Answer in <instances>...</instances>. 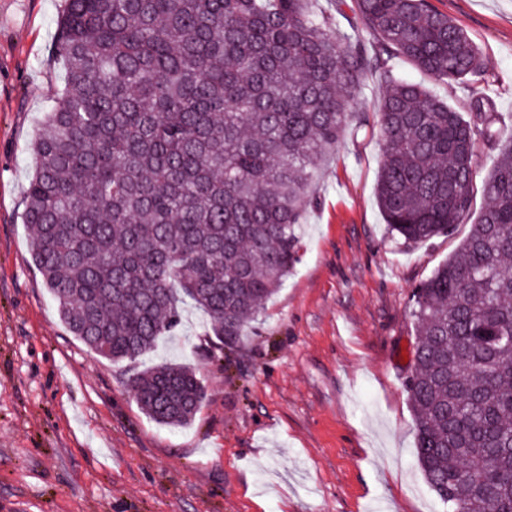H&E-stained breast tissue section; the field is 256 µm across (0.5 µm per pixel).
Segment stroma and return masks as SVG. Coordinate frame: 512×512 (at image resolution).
<instances>
[{"instance_id": "35a3bbf8", "label": "stroma", "mask_w": 512, "mask_h": 512, "mask_svg": "<svg viewBox=\"0 0 512 512\" xmlns=\"http://www.w3.org/2000/svg\"><path fill=\"white\" fill-rule=\"evenodd\" d=\"M479 48L480 92L512 136V0H430ZM64 0H0V512H446L421 475L406 392L413 289L470 230L399 244L375 184L378 73L357 136L310 186L298 261L239 342L185 307L176 336L133 363L72 336L31 257L32 144L66 81ZM175 360L205 392L184 426L143 413L129 377Z\"/></svg>"}]
</instances>
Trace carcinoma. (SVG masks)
Returning a JSON list of instances; mask_svg holds the SVG:
<instances>
[{
    "instance_id": "cac0c4a2",
    "label": "carcinoma",
    "mask_w": 512,
    "mask_h": 512,
    "mask_svg": "<svg viewBox=\"0 0 512 512\" xmlns=\"http://www.w3.org/2000/svg\"><path fill=\"white\" fill-rule=\"evenodd\" d=\"M374 53L311 0H67V83L34 141L31 254L69 332L98 356L156 351L189 301L234 341L297 262L309 185L382 69L375 199L396 241L469 217L475 141L497 151L476 223L412 293L407 381L416 459L448 512H512V139L473 90L482 56L429 0H354ZM398 58L471 93L460 112L397 76ZM128 387L189 423L196 371L164 361Z\"/></svg>"
}]
</instances>
